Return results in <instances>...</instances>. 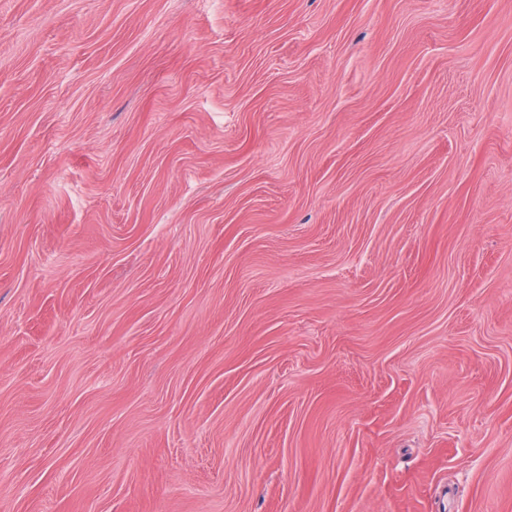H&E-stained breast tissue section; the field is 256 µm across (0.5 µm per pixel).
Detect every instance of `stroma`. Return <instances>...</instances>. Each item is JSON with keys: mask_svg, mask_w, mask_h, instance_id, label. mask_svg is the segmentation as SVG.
I'll list each match as a JSON object with an SVG mask.
<instances>
[{"mask_svg": "<svg viewBox=\"0 0 512 512\" xmlns=\"http://www.w3.org/2000/svg\"><path fill=\"white\" fill-rule=\"evenodd\" d=\"M0 512H512V0H0Z\"/></svg>", "mask_w": 512, "mask_h": 512, "instance_id": "35a3bbf8", "label": "stroma"}]
</instances>
